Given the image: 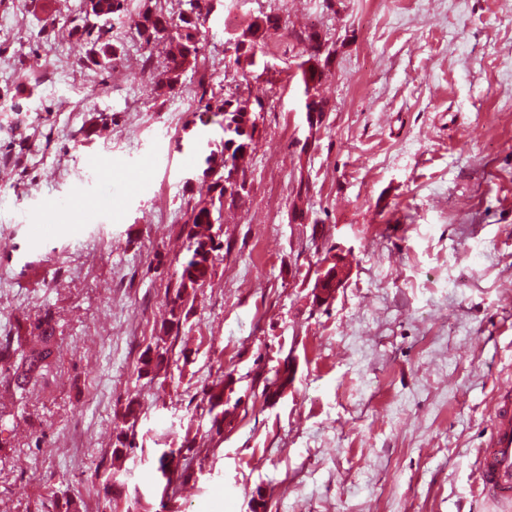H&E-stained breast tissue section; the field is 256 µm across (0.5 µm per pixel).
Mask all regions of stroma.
Segmentation results:
<instances>
[{
  "label": "stroma",
  "instance_id": "35a3bbf8",
  "mask_svg": "<svg viewBox=\"0 0 512 512\" xmlns=\"http://www.w3.org/2000/svg\"><path fill=\"white\" fill-rule=\"evenodd\" d=\"M273 0H224L206 54L238 75L223 48ZM285 30L317 26L341 47L309 133L298 51L269 45L276 69L251 81L275 96L248 157V188L225 209L224 249L179 335H164L166 285L186 254L180 228L207 141L187 72L159 95L130 58L106 72L84 47L58 44L50 22L73 0H0V336L17 316L51 309L57 359L13 403L14 452L0 469V512H42L68 493L72 512L101 506L112 443L128 404L143 452L121 479L157 512L154 459L185 436L197 447L182 512H512L475 485L499 385L512 380V0H283ZM144 109L130 111L129 100ZM103 166L87 168L88 156ZM116 181L101 223L97 188ZM308 179L310 221L291 219ZM101 210V209H100ZM53 227L34 241L36 225ZM351 274L312 302L328 250ZM166 373H136L156 336ZM290 362L295 380L264 402V377ZM229 373L239 404L222 433L200 404ZM83 420L91 447L51 459Z\"/></svg>",
  "mask_w": 512,
  "mask_h": 512
}]
</instances>
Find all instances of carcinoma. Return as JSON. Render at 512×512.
Instances as JSON below:
<instances>
[{
    "instance_id": "1",
    "label": "carcinoma",
    "mask_w": 512,
    "mask_h": 512,
    "mask_svg": "<svg viewBox=\"0 0 512 512\" xmlns=\"http://www.w3.org/2000/svg\"><path fill=\"white\" fill-rule=\"evenodd\" d=\"M129 2L85 0L84 16L70 28L69 36L87 46V65L107 71L120 59L113 21L131 16L137 38L147 48L144 65L158 72L160 95L181 90L182 72L198 68L205 59L203 28L210 16L224 11V0H185V8L176 16L168 13L163 0H139L133 11ZM280 29V16L272 11L254 18L241 32L232 35L235 63L242 70V78L261 77V61L253 56L265 54V48ZM288 37L301 47L298 69L304 84L305 111L321 112L326 109V102L318 96L317 86L325 71L331 69L334 58L323 50L314 27L291 30ZM193 98L199 111L221 118L224 138L208 142L202 175L209 178V172L215 168L220 172L210 178V194L188 204L181 227L187 241V257L168 287L169 318L163 324L165 333L179 332L189 315L187 305L214 274L215 261L224 247L215 226L221 224L225 203L235 204L246 193L242 160L255 150L260 139L257 120L266 111V105L272 103L269 98L252 97L238 84L227 90L222 84L216 86L204 79L198 81ZM14 330L10 336H0V375H5L0 388L12 396L25 393L44 377L53 364L57 344L56 321L48 309L16 319ZM161 340L163 337H158V342L148 344L140 353L138 377L153 379L167 370L168 349L160 346ZM293 381V370L286 361L275 371L274 378L263 385L262 394L267 400L273 399ZM227 385L228 380L222 378L201 390V403L206 405L212 427L218 432L228 414L229 400L224 398ZM137 447L135 424L131 423L117 433L112 454L121 456ZM191 448L192 440L186 437L180 447L164 449L157 457L156 472L160 477L155 490L160 494L163 512H178L170 506V488L175 473L186 472L182 453Z\"/></svg>"
}]
</instances>
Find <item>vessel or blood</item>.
I'll return each mask as SVG.
<instances>
[{"label": "vessel or blood", "instance_id": "obj_1", "mask_svg": "<svg viewBox=\"0 0 512 512\" xmlns=\"http://www.w3.org/2000/svg\"><path fill=\"white\" fill-rule=\"evenodd\" d=\"M476 483L482 495L512 502V385L499 389L490 436L481 453Z\"/></svg>", "mask_w": 512, "mask_h": 512}]
</instances>
